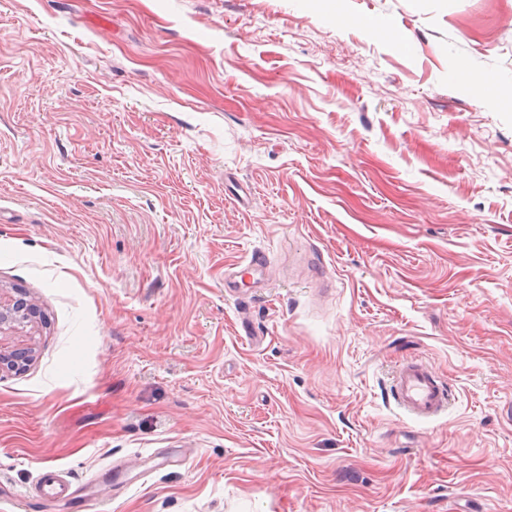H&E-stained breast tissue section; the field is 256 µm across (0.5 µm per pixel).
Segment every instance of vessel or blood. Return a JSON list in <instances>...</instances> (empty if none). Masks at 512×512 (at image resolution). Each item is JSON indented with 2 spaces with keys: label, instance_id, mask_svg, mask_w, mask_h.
Returning a JSON list of instances; mask_svg holds the SVG:
<instances>
[{
  "label": "vessel or blood",
  "instance_id": "obj_1",
  "mask_svg": "<svg viewBox=\"0 0 512 512\" xmlns=\"http://www.w3.org/2000/svg\"><path fill=\"white\" fill-rule=\"evenodd\" d=\"M392 396L398 408L410 418L428 421L448 408L450 394L435 372L422 363H403L392 382ZM38 493L49 506H59L71 496V486L58 472H45L38 484Z\"/></svg>",
  "mask_w": 512,
  "mask_h": 512
}]
</instances>
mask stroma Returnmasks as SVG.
I'll use <instances>...</instances> for the list:
<instances>
[{"instance_id": "35a3bbf8", "label": "stroma", "mask_w": 512, "mask_h": 512, "mask_svg": "<svg viewBox=\"0 0 512 512\" xmlns=\"http://www.w3.org/2000/svg\"><path fill=\"white\" fill-rule=\"evenodd\" d=\"M473 74L512 82V0H0V294L41 312L0 512L50 465L58 512H512V108ZM391 388L397 407L414 420L434 419L448 408V388L431 368L417 361L400 366Z\"/></svg>"}]
</instances>
